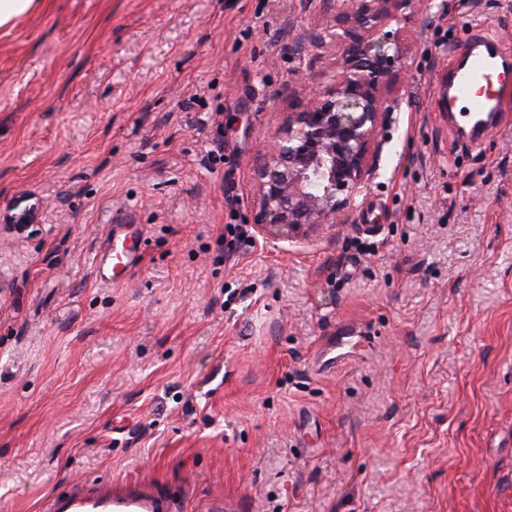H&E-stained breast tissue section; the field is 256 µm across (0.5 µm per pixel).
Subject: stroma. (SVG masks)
Here are the masks:
<instances>
[{
    "label": "stroma",
    "mask_w": 512,
    "mask_h": 512,
    "mask_svg": "<svg viewBox=\"0 0 512 512\" xmlns=\"http://www.w3.org/2000/svg\"><path fill=\"white\" fill-rule=\"evenodd\" d=\"M331 0H40L0 29V512L74 482L176 512H512V105L435 77L512 0H416L345 227H253ZM132 213L139 265L95 262Z\"/></svg>",
    "instance_id": "1"
}]
</instances>
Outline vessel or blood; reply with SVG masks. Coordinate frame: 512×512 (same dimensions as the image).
Wrapping results in <instances>:
<instances>
[{
    "label": "vessel or blood",
    "mask_w": 512,
    "mask_h": 512,
    "mask_svg": "<svg viewBox=\"0 0 512 512\" xmlns=\"http://www.w3.org/2000/svg\"><path fill=\"white\" fill-rule=\"evenodd\" d=\"M511 52L500 38L479 28H472L463 46L453 55L447 68L437 78L446 93L449 116L461 119L459 130L470 138L485 135L493 116L512 101V67L506 59ZM143 252L142 242L134 236L127 219H116L109 248L96 264L102 281L112 279L115 268L137 266ZM42 512H171L167 498L136 487L115 491L111 483H83L63 493H51Z\"/></svg>",
    "instance_id": "obj_1"
}]
</instances>
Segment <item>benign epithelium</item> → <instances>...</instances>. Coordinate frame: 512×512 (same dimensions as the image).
I'll use <instances>...</instances> for the list:
<instances>
[{"mask_svg":"<svg viewBox=\"0 0 512 512\" xmlns=\"http://www.w3.org/2000/svg\"><path fill=\"white\" fill-rule=\"evenodd\" d=\"M415 0H336L329 30L341 63L334 79L293 105L255 175L258 234L289 239L302 228L348 220L379 161L387 94L403 72L400 33L416 22ZM396 23L394 31L383 28Z\"/></svg>","mask_w":512,"mask_h":512,"instance_id":"benign-epithelium-1","label":"benign epithelium"}]
</instances>
